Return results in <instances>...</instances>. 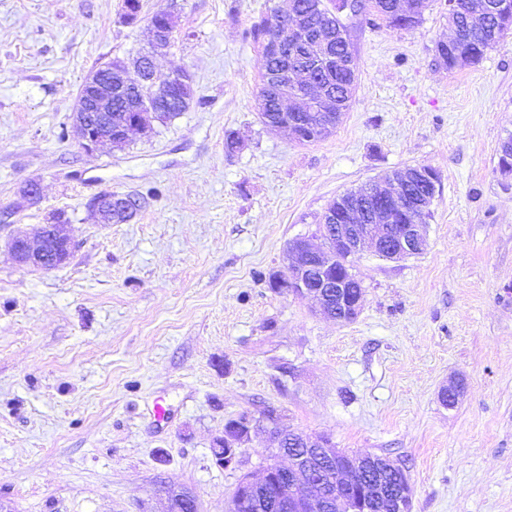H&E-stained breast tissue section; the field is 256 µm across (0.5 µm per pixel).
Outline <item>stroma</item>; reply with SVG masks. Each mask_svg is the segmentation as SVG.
I'll return each mask as SVG.
<instances>
[{"mask_svg": "<svg viewBox=\"0 0 512 512\" xmlns=\"http://www.w3.org/2000/svg\"><path fill=\"white\" fill-rule=\"evenodd\" d=\"M140 3L129 23L123 0H0V512H162L184 489L198 512H226L271 442L253 432L236 469L213 446L229 420L269 410L283 428L403 465L412 512H512V181L498 171L512 31L451 70L436 56L446 0L410 28L341 13L357 88L330 134L300 144L256 106L253 27L290 0ZM160 9L175 34L156 65L190 72L193 103L122 148L84 151L81 84L147 51ZM419 165L439 176L429 246L353 259L356 319L270 288L286 242L333 199ZM106 191L145 202L104 225L90 203ZM57 212L70 259L19 267L12 238ZM454 379L464 393L447 407L439 391Z\"/></svg>", "mask_w": 512, "mask_h": 512, "instance_id": "stroma-1", "label": "stroma"}]
</instances>
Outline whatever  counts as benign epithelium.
<instances>
[{
  "mask_svg": "<svg viewBox=\"0 0 512 512\" xmlns=\"http://www.w3.org/2000/svg\"><path fill=\"white\" fill-rule=\"evenodd\" d=\"M417 0H393V20L407 23L420 12ZM477 13H493L503 30L512 28V0L490 4L478 0ZM284 32L271 35L262 45L265 59L279 62L280 68L266 71L267 80L258 92L260 112L269 100L276 101V115L262 116L271 130L286 129L298 143L309 142L332 130L338 121L336 103L307 74L290 68L288 46L309 43L323 65L336 62V70H353L350 46L342 55L333 54V39L323 31L308 39L310 29L304 16L291 10L280 14ZM166 27L149 23L150 53L142 58V76L112 75L103 67L79 90L81 109L73 113V126L82 149L87 152L124 144L130 132L145 131L159 112L174 103L182 92L188 72H160L154 63L173 43L174 22L165 17ZM149 88L148 96L133 99L125 114L112 119V97L132 86ZM498 170L512 179V139L501 144ZM439 177L430 167H406L357 190L336 198L326 208L315 231L286 250L288 265L272 275L270 287L295 296L310 298L318 311L337 322L353 320L359 313L364 293L349 292L355 279L350 260L368 248L390 261L423 253L428 247L426 225L421 216L429 211L438 192ZM140 201L132 194L104 192L93 200L101 223H112V213L129 214ZM74 249L65 224H44L32 236H17L11 243L15 261L22 267L52 270L64 264ZM257 420L243 414L225 424L224 437L217 441L214 456L226 468L238 465L239 449L250 440ZM293 439L297 452L277 451L264 467L261 480L239 479L228 512H412L413 486L408 471L387 457L375 454L344 453L324 435L305 437L283 432L280 441ZM281 486L271 503H262L255 492L268 483ZM194 496L170 492L163 512H185Z\"/></svg>",
  "mask_w": 512,
  "mask_h": 512,
  "instance_id": "1",
  "label": "benign epithelium"
}]
</instances>
